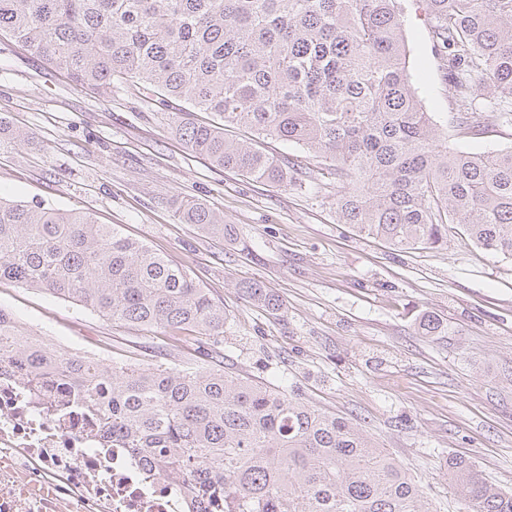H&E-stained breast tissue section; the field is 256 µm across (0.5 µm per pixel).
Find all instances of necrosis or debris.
<instances>
[{
  "mask_svg": "<svg viewBox=\"0 0 512 512\" xmlns=\"http://www.w3.org/2000/svg\"><path fill=\"white\" fill-rule=\"evenodd\" d=\"M50 391L0 373V512H190V492L101 434L66 383Z\"/></svg>",
  "mask_w": 512,
  "mask_h": 512,
  "instance_id": "obj_1",
  "label": "necrosis or debris"
}]
</instances>
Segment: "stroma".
<instances>
[{"label":"stroma","mask_w":512,"mask_h":512,"mask_svg":"<svg viewBox=\"0 0 512 512\" xmlns=\"http://www.w3.org/2000/svg\"><path fill=\"white\" fill-rule=\"evenodd\" d=\"M409 69L437 122L457 112L430 45L421 0H400ZM0 125L27 134L0 153V197L123 225L187 268L228 319L216 346L177 351L141 331L12 282L0 306L21 324L104 362L205 361L344 416L413 476L431 512H465L446 461L468 458L512 491V259L456 225L440 248L398 252L336 220V184L263 185L213 166L172 134L167 110L121 84L110 97L75 86L45 60L0 39ZM202 199L235 228L221 240L180 223L174 202ZM258 283L281 304L250 299ZM445 330L421 335L422 314Z\"/></svg>","instance_id":"35a3bbf8"}]
</instances>
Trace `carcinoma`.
Segmentation results:
<instances>
[{"label":"carcinoma","instance_id":"carcinoma-1","mask_svg":"<svg viewBox=\"0 0 512 512\" xmlns=\"http://www.w3.org/2000/svg\"><path fill=\"white\" fill-rule=\"evenodd\" d=\"M432 52L459 102L450 124L469 134L512 125V0H423ZM398 0H0V36L76 86L102 96L128 81L173 109L190 151L256 182L336 179V217L399 251L435 248L457 224L475 245L512 258V147L471 153L424 110L410 81ZM490 77L500 92L480 106ZM189 112H210L201 125ZM245 126L252 139L228 129ZM275 137L318 169L265 153ZM178 219L227 238L224 213L185 199ZM45 290L181 347L224 333V307L188 271L112 224L80 211L0 199V281ZM272 311L279 300L243 285ZM437 336L443 321L418 323ZM192 330L194 336L180 332ZM0 307V358L31 386L61 373L99 429L207 496L216 512H430L405 467L343 417L224 372L222 361L177 368L100 363L29 338ZM448 480L468 512H512V492L463 457Z\"/></svg>","mask_w":512,"mask_h":512}]
</instances>
